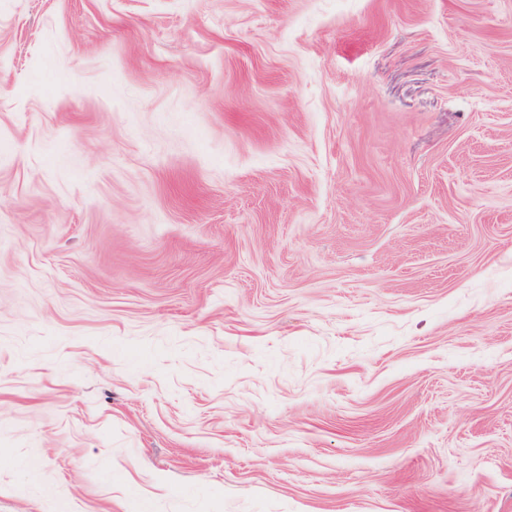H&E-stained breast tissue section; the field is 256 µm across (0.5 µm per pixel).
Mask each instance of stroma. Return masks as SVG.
<instances>
[{
  "label": "stroma",
  "instance_id": "stroma-1",
  "mask_svg": "<svg viewBox=\"0 0 512 512\" xmlns=\"http://www.w3.org/2000/svg\"><path fill=\"white\" fill-rule=\"evenodd\" d=\"M0 512H512V0H0Z\"/></svg>",
  "mask_w": 512,
  "mask_h": 512
}]
</instances>
